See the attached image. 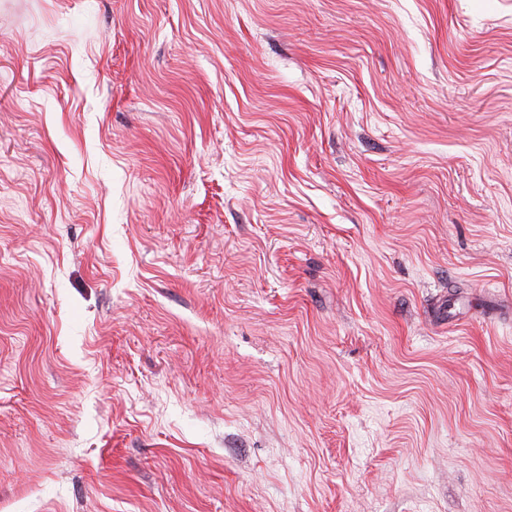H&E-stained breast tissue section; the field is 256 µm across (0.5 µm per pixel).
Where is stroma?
Instances as JSON below:
<instances>
[{"label": "stroma", "instance_id": "stroma-1", "mask_svg": "<svg viewBox=\"0 0 512 512\" xmlns=\"http://www.w3.org/2000/svg\"><path fill=\"white\" fill-rule=\"evenodd\" d=\"M0 512H512V0H0Z\"/></svg>", "mask_w": 512, "mask_h": 512}]
</instances>
